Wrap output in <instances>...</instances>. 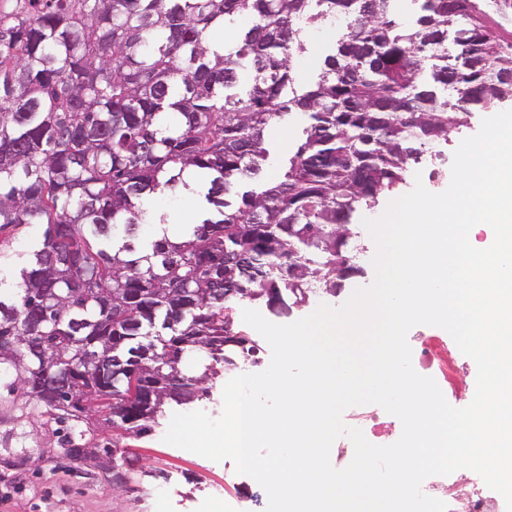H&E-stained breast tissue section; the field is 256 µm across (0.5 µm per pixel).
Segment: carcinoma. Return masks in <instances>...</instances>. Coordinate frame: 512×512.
<instances>
[{
	"label": "carcinoma",
	"mask_w": 512,
	"mask_h": 512,
	"mask_svg": "<svg viewBox=\"0 0 512 512\" xmlns=\"http://www.w3.org/2000/svg\"><path fill=\"white\" fill-rule=\"evenodd\" d=\"M397 2L16 0L0 16V236L43 225L18 266L0 251V385L41 405L64 457L100 414L112 482L135 479L124 442L259 352L238 304L334 294L359 250L341 225L472 113L512 103L499 21L474 0H410L404 22ZM336 19L297 91L305 28ZM293 112L303 138L262 184ZM188 188L202 218L172 236L147 203ZM141 224L162 232L139 239Z\"/></svg>",
	"instance_id": "obj_1"
}]
</instances>
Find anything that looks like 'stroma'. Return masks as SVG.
I'll list each match as a JSON object with an SVG mask.
<instances>
[{
	"mask_svg": "<svg viewBox=\"0 0 512 512\" xmlns=\"http://www.w3.org/2000/svg\"><path fill=\"white\" fill-rule=\"evenodd\" d=\"M336 24L325 23L305 34L307 50L296 62L297 85L315 77L314 56L335 38ZM168 219L170 232L195 223L198 200L181 193L150 201ZM169 417L155 431L128 446L144 471L139 481L118 491L103 453L80 470L56 456V426L44 423L32 400L0 389V460L14 468L0 472V512H214V490L231 496L238 512H266L268 495L253 478L236 473L231 460L216 462L164 442Z\"/></svg>",
	"mask_w": 512,
	"mask_h": 512,
	"instance_id": "obj_1",
	"label": "stroma"
}]
</instances>
